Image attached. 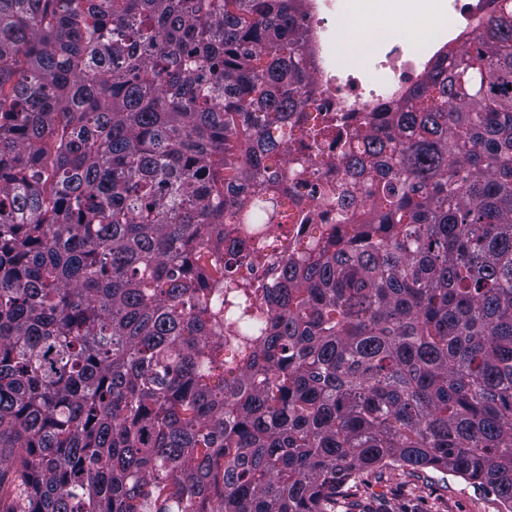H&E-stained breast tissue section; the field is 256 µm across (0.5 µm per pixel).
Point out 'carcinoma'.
I'll list each match as a JSON object with an SVG mask.
<instances>
[{
    "label": "carcinoma",
    "instance_id": "carcinoma-1",
    "mask_svg": "<svg viewBox=\"0 0 512 512\" xmlns=\"http://www.w3.org/2000/svg\"><path fill=\"white\" fill-rule=\"evenodd\" d=\"M500 2L359 118L302 0H0V512H351L395 467L512 512Z\"/></svg>",
    "mask_w": 512,
    "mask_h": 512
}]
</instances>
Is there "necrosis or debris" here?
Wrapping results in <instances>:
<instances>
[{"label":"necrosis or debris","instance_id":"4bbe7bcc","mask_svg":"<svg viewBox=\"0 0 512 512\" xmlns=\"http://www.w3.org/2000/svg\"><path fill=\"white\" fill-rule=\"evenodd\" d=\"M353 2L304 0L302 26L320 99L330 109L359 113L381 111L420 84L448 43L466 44L493 7V0H427L432 14L448 17V25L421 45L394 31L362 67L344 59L336 38V22L349 15Z\"/></svg>","mask_w":512,"mask_h":512}]
</instances>
